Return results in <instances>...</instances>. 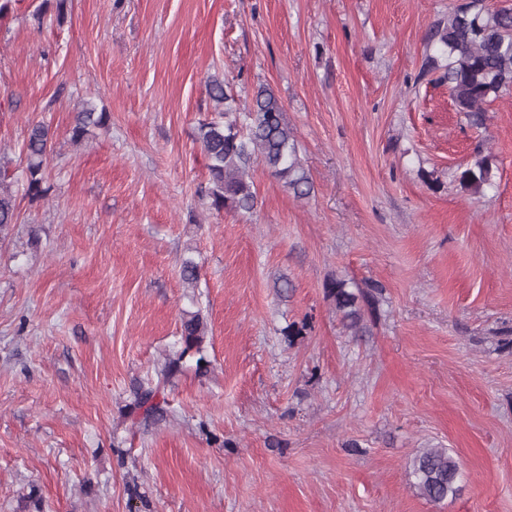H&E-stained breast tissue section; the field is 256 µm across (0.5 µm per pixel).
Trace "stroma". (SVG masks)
Here are the masks:
<instances>
[{
  "instance_id": "35a3bbf8",
  "label": "stroma",
  "mask_w": 512,
  "mask_h": 512,
  "mask_svg": "<svg viewBox=\"0 0 512 512\" xmlns=\"http://www.w3.org/2000/svg\"><path fill=\"white\" fill-rule=\"evenodd\" d=\"M461 2L10 0L0 151L19 173L31 122L56 139L0 242V512H512V89L477 129L422 72ZM214 75L240 109L275 91L308 198L257 163L254 211L210 207ZM85 99L111 122L76 145ZM481 153L474 195L454 172ZM336 277L383 286L359 336ZM196 310L207 372L183 360L134 423ZM435 446L462 470L439 504L410 475ZM494 174L487 158L478 157L470 166L465 167L457 175V180L462 188L481 194L486 188L494 185Z\"/></svg>"
}]
</instances>
